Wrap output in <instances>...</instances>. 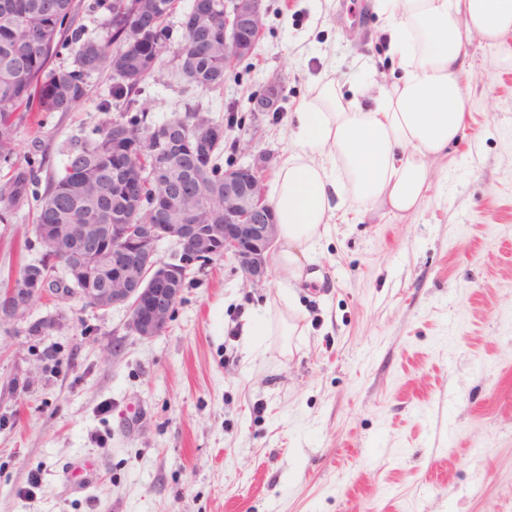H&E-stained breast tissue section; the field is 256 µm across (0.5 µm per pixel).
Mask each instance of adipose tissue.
<instances>
[{
    "mask_svg": "<svg viewBox=\"0 0 512 512\" xmlns=\"http://www.w3.org/2000/svg\"><path fill=\"white\" fill-rule=\"evenodd\" d=\"M374 9L384 17L398 77L368 78L348 98L324 74L289 116L292 148L271 189L286 284L347 203L401 216L420 208L432 189L431 160L464 133L468 41L499 46L512 35V0H374ZM371 92L374 106H363L361 96Z\"/></svg>",
    "mask_w": 512,
    "mask_h": 512,
    "instance_id": "adipose-tissue-1",
    "label": "adipose tissue"
}]
</instances>
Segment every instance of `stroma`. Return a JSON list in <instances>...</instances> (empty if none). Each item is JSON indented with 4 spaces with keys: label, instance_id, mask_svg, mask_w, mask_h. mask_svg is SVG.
Returning a JSON list of instances; mask_svg holds the SVG:
<instances>
[{
    "label": "stroma",
    "instance_id": "1",
    "mask_svg": "<svg viewBox=\"0 0 512 512\" xmlns=\"http://www.w3.org/2000/svg\"><path fill=\"white\" fill-rule=\"evenodd\" d=\"M255 55L221 92L164 64L148 119L201 103L223 120L271 77L281 157L322 58L343 93L383 66L370 0H267ZM512 35L466 48L464 137L432 165L414 214L345 209L293 288L221 260L187 280L165 333L126 308L36 298L0 321V512H512ZM68 113L15 115L18 163L62 172L111 85ZM34 205L0 224V284L43 253ZM267 335H244L255 316ZM92 461L81 483L66 474Z\"/></svg>",
    "mask_w": 512,
    "mask_h": 512
}]
</instances>
